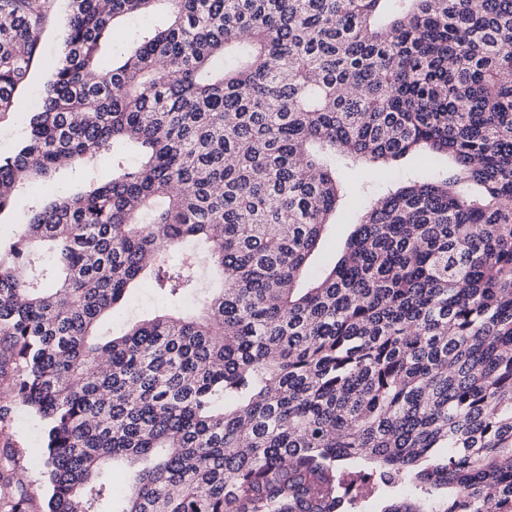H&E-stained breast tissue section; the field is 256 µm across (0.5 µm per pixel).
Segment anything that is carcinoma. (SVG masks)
Here are the masks:
<instances>
[{
	"label": "carcinoma",
	"instance_id": "1",
	"mask_svg": "<svg viewBox=\"0 0 512 512\" xmlns=\"http://www.w3.org/2000/svg\"><path fill=\"white\" fill-rule=\"evenodd\" d=\"M52 0H0V113ZM68 0L61 57L0 156V214L112 177L0 245V378L44 421L46 512H512V0ZM131 51H107L116 23ZM391 180L329 269L346 195ZM219 287L195 306L197 252ZM150 276L171 310L98 335ZM422 158L423 156L419 154L407 155L395 164L392 176L399 182L422 176L426 169L425 161ZM339 177L349 188L348 195L341 206L336 210L335 225L331 229V237L322 248L317 265L333 264L336 260L337 249L351 231L347 223V217L362 205L367 195L375 194L379 191V186L372 171L367 167H353L342 169L338 172ZM97 172L87 170H71L65 171L55 180L47 182L48 187H40L35 192L21 196L10 212H5L0 216V236L2 241L12 238L18 231V225L26 221V216L32 202L38 198H44L53 193L58 186L62 185L63 189L73 187L90 179Z\"/></svg>",
	"mask_w": 512,
	"mask_h": 512
}]
</instances>
